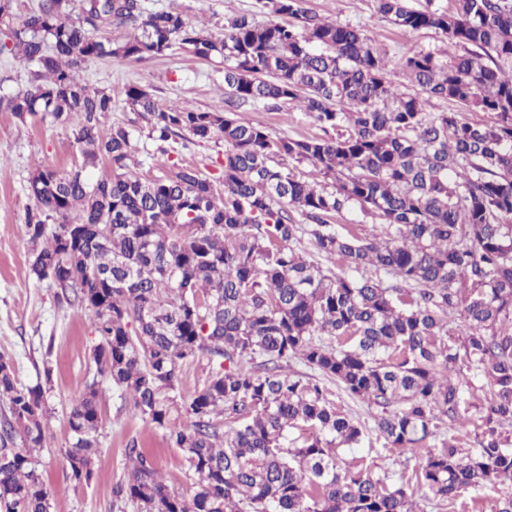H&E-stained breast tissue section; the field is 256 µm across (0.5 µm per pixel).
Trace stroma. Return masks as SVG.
Wrapping results in <instances>:
<instances>
[{
    "mask_svg": "<svg viewBox=\"0 0 512 512\" xmlns=\"http://www.w3.org/2000/svg\"><path fill=\"white\" fill-rule=\"evenodd\" d=\"M146 7L178 8L189 19L203 21L206 28L222 32L224 18L238 12L255 13L256 0H144ZM307 8L320 16L361 27L373 43L399 62L407 51L442 47L440 35L431 30L406 32L377 13L374 0H307ZM84 82L110 91L116 106L109 120L125 126L134 145L140 173L148 179L171 174L173 165L191 166L215 177L224 157V141H195L191 136L159 141L150 136L134 113L122 106L128 85L149 88L166 104L190 105L200 110L224 107V62L199 59L182 49L149 62L104 59L82 68ZM245 123L262 124L271 135L292 139L321 135V128L298 106L285 103L278 109L245 106L237 109ZM168 156L169 166L157 165ZM75 160L70 126L37 117L19 120L0 112V355L9 358L20 383L42 384L49 410L47 446L38 458L37 472L52 492L51 512H136L128 502L112 497V487L126 480L130 471L125 449L137 442L156 464L171 491L188 496L196 481L184 466L179 449L173 448L165 430L141 418L123 402L108 381H100L103 413L100 428L102 452L94 461V477L78 486L64 461L69 431L67 412L72 396L93 381L95 367L90 350L98 336L88 317L75 307L60 304L53 288L28 275L29 243L25 222L34 202L25 185L39 165L70 168ZM336 406L365 430L362 444L345 452V462H358L376 473L397 478L404 459L386 450L376 431L378 408L333 389Z\"/></svg>",
    "mask_w": 512,
    "mask_h": 512,
    "instance_id": "obj_1",
    "label": "stroma"
}]
</instances>
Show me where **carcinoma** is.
<instances>
[{
  "mask_svg": "<svg viewBox=\"0 0 512 512\" xmlns=\"http://www.w3.org/2000/svg\"><path fill=\"white\" fill-rule=\"evenodd\" d=\"M261 2L288 21L240 14L216 36L142 0H38L24 15L0 0V55L33 67L26 88L0 90V112L72 126L77 155L27 180L29 273L89 314L96 374L166 430L197 476L190 496L171 491L132 441L112 496L137 512H416L425 489L449 512L467 490L512 486V0H455L452 13L374 0L395 26L447 43L406 54L397 70L361 29L306 0ZM175 47L224 59V111L164 105L138 85L125 108L161 140L224 138L214 179L189 166L141 178L128 129L105 128L112 94L77 76ZM432 98L496 121L428 112ZM248 102L293 103L324 135L275 138L235 118ZM101 160L112 174L93 181L86 169ZM303 163L331 188L301 179ZM351 203L378 219L376 233L336 232L329 218ZM304 234L307 257L295 248ZM371 268L392 282L364 276ZM203 355L213 367L185 396L183 366ZM295 359L319 377L288 372ZM465 367L487 379L474 400L452 377ZM329 382L381 408L385 444L420 457L411 473L340 465L363 428ZM0 400V512H50L32 455L45 447L44 390L0 357ZM67 423V466L88 483L101 453L97 380L71 399ZM470 426L482 439L464 454L444 433ZM292 429L307 431L302 442Z\"/></svg>",
  "mask_w": 512,
  "mask_h": 512,
  "instance_id": "carcinoma-1",
  "label": "carcinoma"
}]
</instances>
